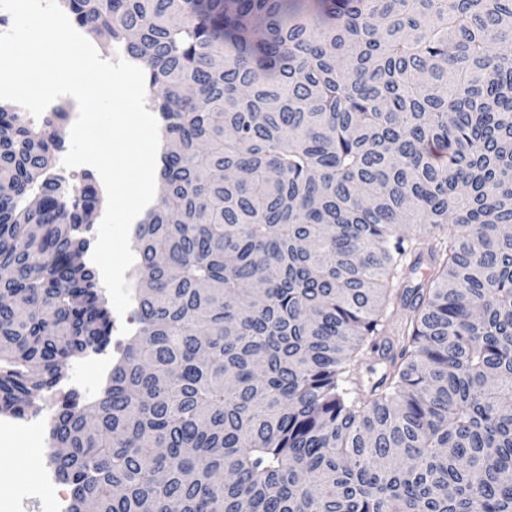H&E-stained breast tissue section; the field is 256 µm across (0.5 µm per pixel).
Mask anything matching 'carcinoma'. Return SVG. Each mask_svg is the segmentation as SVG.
Listing matches in <instances>:
<instances>
[{
    "instance_id": "obj_1",
    "label": "carcinoma",
    "mask_w": 512,
    "mask_h": 512,
    "mask_svg": "<svg viewBox=\"0 0 512 512\" xmlns=\"http://www.w3.org/2000/svg\"><path fill=\"white\" fill-rule=\"evenodd\" d=\"M59 4L163 122L69 512H512V0ZM61 147L0 104V414L110 342Z\"/></svg>"
}]
</instances>
